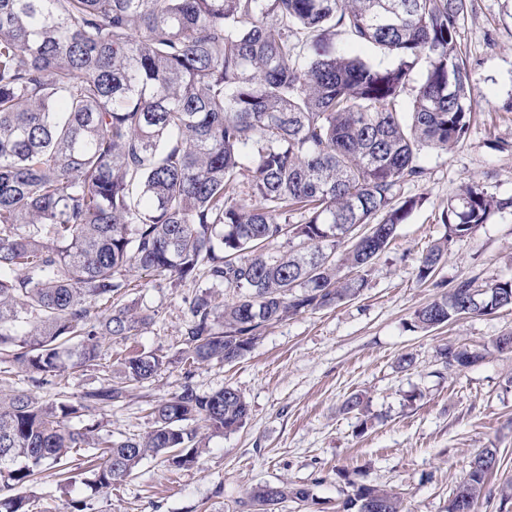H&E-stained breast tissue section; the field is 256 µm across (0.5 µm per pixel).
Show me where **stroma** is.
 Here are the masks:
<instances>
[{
    "label": "stroma",
    "mask_w": 512,
    "mask_h": 512,
    "mask_svg": "<svg viewBox=\"0 0 512 512\" xmlns=\"http://www.w3.org/2000/svg\"><path fill=\"white\" fill-rule=\"evenodd\" d=\"M459 42L480 105L469 132L452 151L421 150V181L404 184L419 204L386 249L368 267L367 286L352 300L307 310L267 325L242 358L185 373L173 363L153 380L129 386L105 413L73 419L100 424L113 438L149 431L150 412L191 383L198 394L237 389L250 414L243 427L209 441L190 468L171 472L145 458L111 492L98 493L55 469H42L28 487L29 512H71L74 501L90 512H244L250 489L282 481L306 486L308 501L293 499L277 512H341L354 486L398 492L405 512H448V502L485 448L497 449L499 468L476 512H512L502 487L512 485V352L495 349L512 334V307L463 317L430 331L412 329L414 312L459 278L477 286L512 278V213H491L485 224L451 243L433 279H417L423 251L443 238V210L464 182L483 181L488 193L512 195V0H472ZM119 301L154 311L153 322L127 342H103L94 371L68 369L36 386L30 375L0 362V386L33 393L43 402L78 400L98 387L116 353L153 351L172 356L182 347L200 278L174 286L131 268ZM467 347L480 359L447 369L439 351ZM414 364L399 369L401 355ZM365 398L362 413L347 412L352 394Z\"/></svg>",
    "instance_id": "35a3bbf8"
}]
</instances>
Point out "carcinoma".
I'll return each mask as SVG.
<instances>
[{
	"mask_svg": "<svg viewBox=\"0 0 512 512\" xmlns=\"http://www.w3.org/2000/svg\"><path fill=\"white\" fill-rule=\"evenodd\" d=\"M472 0H0V351L38 383L69 366H97L105 339L125 341L154 314L112 299L135 266L175 284L203 275L233 290L189 302L175 359H116L126 383L173 362L192 367L243 357L262 329L290 314L361 294L363 272L418 200L401 184L422 178L424 148L450 152L467 135L474 101L458 43ZM390 57L388 66L338 51L337 33ZM409 111L400 100L415 71ZM512 197L470 180L448 203V234L418 259L430 280L448 245L466 238ZM285 239L286 253L267 250ZM462 277L415 311L428 331L468 306H512V280ZM445 367L480 355L440 351ZM106 381L80 401H40L0 390V474L26 488L35 468L70 464L109 491L148 456L172 471L194 464L206 437L242 427L231 387L199 395L188 382L153 411L143 436L114 440L99 423L70 419L121 401ZM484 448L454 497L476 504L493 468ZM307 489L282 481L252 489L250 512H275ZM402 512L399 493L357 487L346 512Z\"/></svg>",
	"mask_w": 512,
	"mask_h": 512,
	"instance_id": "obj_1",
	"label": "carcinoma"
}]
</instances>
